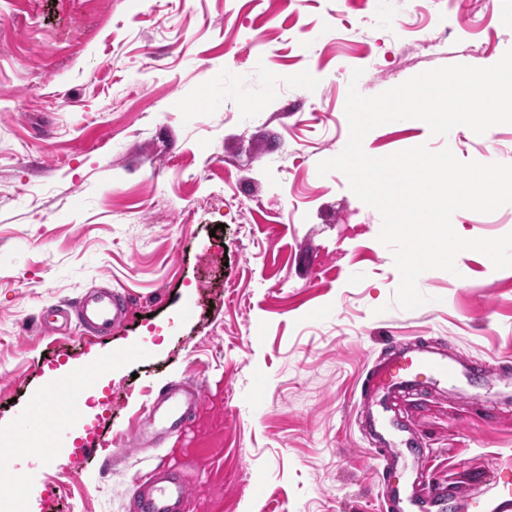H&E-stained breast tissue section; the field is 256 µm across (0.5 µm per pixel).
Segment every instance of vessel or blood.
<instances>
[{
  "label": "vessel or blood",
  "instance_id": "b4317fda",
  "mask_svg": "<svg viewBox=\"0 0 512 512\" xmlns=\"http://www.w3.org/2000/svg\"><path fill=\"white\" fill-rule=\"evenodd\" d=\"M129 307L126 294L109 286L92 287L73 303L43 308L39 323L54 332L73 324L82 335L101 339L111 335ZM111 366V358L102 357L82 373L58 372L48 393L17 415L15 431L29 435L46 430L53 437H67L87 404V390ZM496 380L508 383L505 397L511 400L512 374L417 342L390 350L371 368L362 390L361 414L380 450L383 473L401 476L399 482L384 488L387 512H459L471 497L502 505L512 503V482L508 480L486 479L465 492L435 480L432 474H416L421 460L419 438L388 407L390 399L400 393L455 391L476 399L485 385ZM201 401L198 387L179 382L163 386L148 407L147 423L135 432L138 443L163 445L193 420ZM188 497L189 484L183 474L166 466L155 467L132 481L131 498L137 512H183Z\"/></svg>",
  "mask_w": 512,
  "mask_h": 512
}]
</instances>
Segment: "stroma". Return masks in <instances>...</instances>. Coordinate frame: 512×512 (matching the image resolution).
I'll list each match as a JSON object with an SVG mask.
<instances>
[{
  "label": "stroma",
  "mask_w": 512,
  "mask_h": 512,
  "mask_svg": "<svg viewBox=\"0 0 512 512\" xmlns=\"http://www.w3.org/2000/svg\"><path fill=\"white\" fill-rule=\"evenodd\" d=\"M512 48V0H0V449L47 391L43 357L116 362L86 422L120 456L92 469L39 453L0 500L30 512H130L134 474L182 470L184 512H380L378 450L358 425L368 365L411 339L512 362V268L461 252L418 279L407 311L379 212L339 155L353 69L374 96L429 69L486 67ZM512 164V124L431 135L419 120L374 128L366 152L418 145ZM464 238L512 232V205L456 212ZM131 298L111 336L77 342L38 315L84 289ZM198 386L201 406L163 447L137 445L150 389ZM411 394L443 480L512 478V403Z\"/></svg>",
  "instance_id": "1"
}]
</instances>
